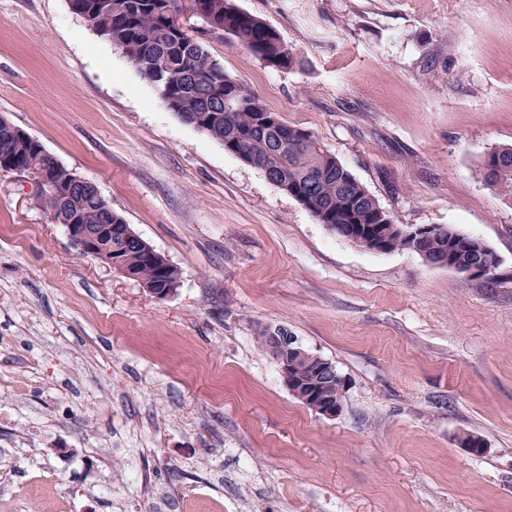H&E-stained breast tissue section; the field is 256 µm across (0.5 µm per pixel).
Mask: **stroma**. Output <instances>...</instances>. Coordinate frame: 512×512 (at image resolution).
<instances>
[{"instance_id": "35a3bbf8", "label": "stroma", "mask_w": 512, "mask_h": 512, "mask_svg": "<svg viewBox=\"0 0 512 512\" xmlns=\"http://www.w3.org/2000/svg\"><path fill=\"white\" fill-rule=\"evenodd\" d=\"M297 63L184 25L393 223L481 238L482 288L336 236L185 123L69 0H0V115L180 271L159 300L0 170V512H512V0H234ZM346 380L324 417L260 328ZM479 437L480 456L460 445ZM482 178L487 186L512 199V145L491 149L482 162Z\"/></svg>"}]
</instances>
